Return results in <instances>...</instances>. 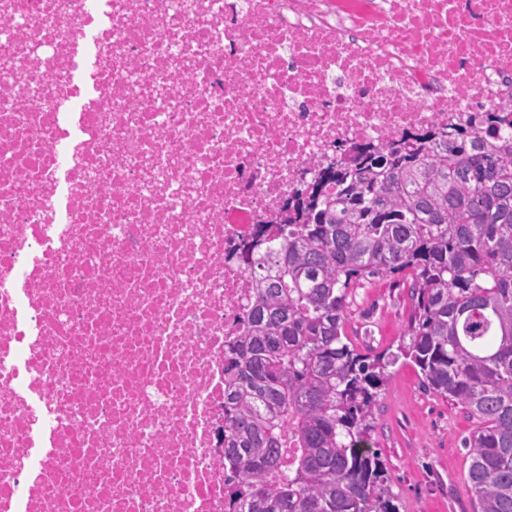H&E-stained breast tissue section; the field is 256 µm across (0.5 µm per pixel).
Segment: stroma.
Segmentation results:
<instances>
[{"mask_svg": "<svg viewBox=\"0 0 512 512\" xmlns=\"http://www.w3.org/2000/svg\"><path fill=\"white\" fill-rule=\"evenodd\" d=\"M349 302L350 337L359 349L398 344L411 314L402 282L374 281L354 289ZM475 426L460 408L425 390L410 361L391 367L369 442L382 453L398 512H473L462 441Z\"/></svg>", "mask_w": 512, "mask_h": 512, "instance_id": "obj_1", "label": "stroma"}]
</instances>
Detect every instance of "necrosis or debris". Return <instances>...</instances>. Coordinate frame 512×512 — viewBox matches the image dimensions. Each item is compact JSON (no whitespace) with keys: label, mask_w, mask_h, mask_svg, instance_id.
<instances>
[{"label":"necrosis or debris","mask_w":512,"mask_h":512,"mask_svg":"<svg viewBox=\"0 0 512 512\" xmlns=\"http://www.w3.org/2000/svg\"><path fill=\"white\" fill-rule=\"evenodd\" d=\"M434 129L512 141V0H0V512H230L247 258Z\"/></svg>","instance_id":"4bbe7bcc"}]
</instances>
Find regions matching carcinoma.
Returning <instances> with one entry per match:
<instances>
[{"label":"carcinoma","instance_id":"carcinoma-1","mask_svg":"<svg viewBox=\"0 0 512 512\" xmlns=\"http://www.w3.org/2000/svg\"><path fill=\"white\" fill-rule=\"evenodd\" d=\"M434 138L337 165L249 262L257 301L232 349L224 446L238 512H395L366 436L401 358L477 420L463 442L474 512H512V145ZM394 277L411 301L403 339L361 353L351 289Z\"/></svg>","mask_w":512,"mask_h":512}]
</instances>
